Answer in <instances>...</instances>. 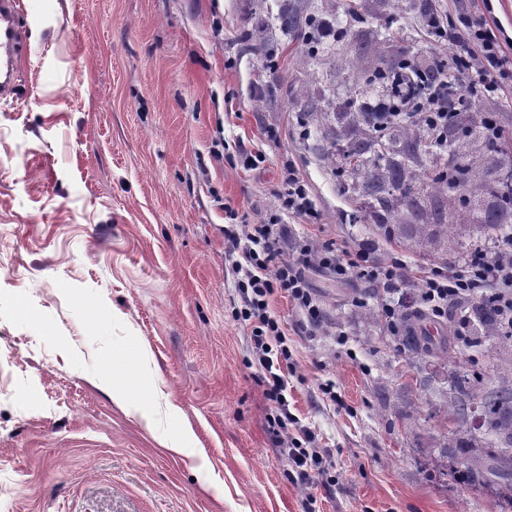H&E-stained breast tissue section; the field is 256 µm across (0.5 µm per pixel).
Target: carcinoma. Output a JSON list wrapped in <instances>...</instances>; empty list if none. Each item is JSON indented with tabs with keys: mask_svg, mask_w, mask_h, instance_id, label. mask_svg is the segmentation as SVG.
Listing matches in <instances>:
<instances>
[{
	"mask_svg": "<svg viewBox=\"0 0 512 512\" xmlns=\"http://www.w3.org/2000/svg\"><path fill=\"white\" fill-rule=\"evenodd\" d=\"M280 27L295 32L303 22L297 13L283 10ZM403 54L386 67H377L365 76L369 85L392 82V76L405 70ZM361 119L367 126L366 137L350 140L342 147L341 164L334 168L340 187L351 184L358 207L374 213L375 229L395 244L436 253L451 252L458 257L477 247L504 238L512 239V184L492 182L481 171L489 155L512 150V137L501 136L497 142L483 140L477 122L468 115L465 122H448V144L467 138L478 144L480 154H463L457 164L448 167L439 162L442 151L436 147L437 136L429 120L404 118L385 129L375 128L376 113L354 112L351 120ZM452 198L464 205L479 206L483 199L493 205L482 209L476 237L459 242L450 237L448 213L444 199ZM470 336L467 348L477 351L486 345L510 343L512 331L500 319L492 301L482 296L466 306ZM423 315L416 309L415 293H408L405 308L393 337L399 350L420 360L455 358L450 352L445 329L433 335L422 325ZM471 356H466L457 370V392L451 401L452 417L461 422L477 413L479 428L491 447L470 445L461 449L460 472L477 488L498 483L497 495L512 501V361L500 368L497 381L476 396L470 391L474 375L470 373Z\"/></svg>",
	"mask_w": 512,
	"mask_h": 512,
	"instance_id": "obj_1",
	"label": "carcinoma"
}]
</instances>
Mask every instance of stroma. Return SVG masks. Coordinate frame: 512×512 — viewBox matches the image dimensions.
<instances>
[{"label": "stroma", "instance_id": "35a3bbf8", "mask_svg": "<svg viewBox=\"0 0 512 512\" xmlns=\"http://www.w3.org/2000/svg\"><path fill=\"white\" fill-rule=\"evenodd\" d=\"M289 1L340 40L305 57L280 27ZM17 2L19 81L0 101V512H303L232 317L228 214L276 212L291 160L320 214L288 219L292 241L439 267L356 213L324 133L373 94L362 75L379 60L449 46L425 42L422 0ZM241 146L257 169L225 160ZM306 277L318 326L287 298L271 307L293 352L288 409L330 451L318 512H512L442 447L452 364L397 350L372 283L316 262ZM328 382L342 406L322 401Z\"/></svg>", "mask_w": 512, "mask_h": 512}]
</instances>
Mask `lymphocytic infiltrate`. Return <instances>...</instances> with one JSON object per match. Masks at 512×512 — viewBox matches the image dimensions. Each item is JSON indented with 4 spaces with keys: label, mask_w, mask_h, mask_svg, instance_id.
I'll return each instance as SVG.
<instances>
[{
    "label": "lymphocytic infiltrate",
    "mask_w": 512,
    "mask_h": 512,
    "mask_svg": "<svg viewBox=\"0 0 512 512\" xmlns=\"http://www.w3.org/2000/svg\"><path fill=\"white\" fill-rule=\"evenodd\" d=\"M423 29L428 39L452 43L455 50L447 61L436 59L428 67L410 68L405 85L370 99L367 106L379 112L382 123L401 116L404 107L418 97L422 100L421 114L442 128L450 114L470 111L480 98L512 92V37L501 23L433 6L424 12ZM282 181L286 190L279 197L281 211L313 223L317 217L315 203L294 163L284 164ZM224 238L240 297L234 319L250 328L251 355L260 368L257 382L265 399L279 409L273 424L286 442L278 453L288 464L289 479L309 487L314 475L323 471L324 454L311 448L310 432L298 427L288 412L286 392L292 352L278 319L270 312V304L275 296L286 297L305 314L309 324H318L321 310L305 276L306 268L317 259L330 267L337 279L354 276L379 284L382 293L376 309L392 325L397 319L408 266L398 258L378 266L372 263L368 249L335 243L324 245L317 256L304 246L292 250V257H285L289 231L274 218L244 229H225ZM504 253L512 255L511 240H499L496 251L479 249L432 270L422 279V306L433 317L444 318L457 301L490 287L496 309L512 327V265H502L500 256Z\"/></svg>",
    "instance_id": "obj_1"
}]
</instances>
